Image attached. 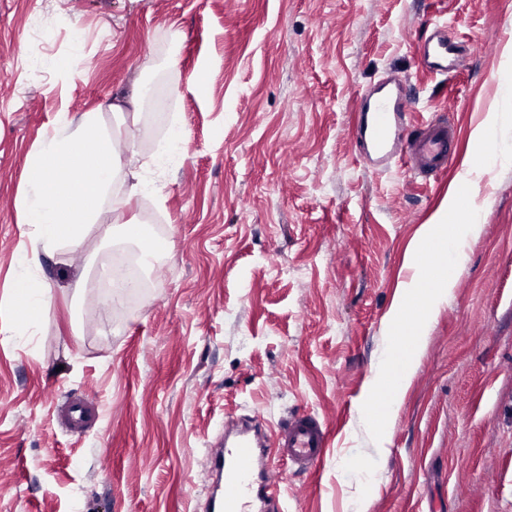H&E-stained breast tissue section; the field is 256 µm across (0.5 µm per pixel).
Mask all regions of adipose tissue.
Here are the masks:
<instances>
[{
	"mask_svg": "<svg viewBox=\"0 0 512 512\" xmlns=\"http://www.w3.org/2000/svg\"><path fill=\"white\" fill-rule=\"evenodd\" d=\"M140 109V91L135 88L109 104L108 122L96 112L77 119L59 112L52 130L29 152L17 221L27 229L31 256L12 273L17 308L27 319H34L45 299L36 255L79 252L91 224L107 212L120 216L125 196L147 190L153 175L164 172L174 156L186 151V134L177 127L170 133L167 150L123 172L118 156L134 149L132 135L122 129L124 115Z\"/></svg>",
	"mask_w": 512,
	"mask_h": 512,
	"instance_id": "adipose-tissue-1",
	"label": "adipose tissue"
}]
</instances>
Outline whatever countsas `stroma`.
Returning <instances> with one entry per match:
<instances>
[{
  "label": "stroma",
  "instance_id": "35a3bbf8",
  "mask_svg": "<svg viewBox=\"0 0 512 512\" xmlns=\"http://www.w3.org/2000/svg\"><path fill=\"white\" fill-rule=\"evenodd\" d=\"M439 15L473 44L448 77L417 56ZM77 30L86 58L58 73ZM510 45L512 0H0V512H196L225 416L295 410L333 445L316 468L280 465L291 512H512V165L480 182L481 235L381 442L360 425L411 246L460 187ZM387 74L417 101L413 126L457 129L436 180L354 154V94ZM136 85L159 116L126 113L136 152L175 125L188 137L122 208L162 248L154 286L138 301L97 288L114 252L139 251L103 215L78 254L40 255L46 301L16 344L27 155L61 109ZM84 394L100 417L66 431L60 404ZM379 444L371 485L359 470Z\"/></svg>",
  "mask_w": 512,
  "mask_h": 512
}]
</instances>
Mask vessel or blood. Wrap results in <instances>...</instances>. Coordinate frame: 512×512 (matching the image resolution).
<instances>
[{"label":"vessel or blood","mask_w":512,"mask_h":512,"mask_svg":"<svg viewBox=\"0 0 512 512\" xmlns=\"http://www.w3.org/2000/svg\"><path fill=\"white\" fill-rule=\"evenodd\" d=\"M448 28L447 21H436L419 47L421 63L429 72L448 73L467 53L466 45L449 36ZM353 107L352 141L368 167L380 172L408 167L425 179L447 170L455 148L454 127L436 121L412 128L415 102L403 83L385 79L373 90L356 92ZM90 405L86 398L67 401V428L82 429ZM331 442L325 423L307 411L274 426L263 418L247 417L225 427L223 438L204 451V466L212 478L204 512H288L277 461L299 469L318 466L328 456Z\"/></svg>","instance_id":"vessel-or-blood-1"}]
</instances>
